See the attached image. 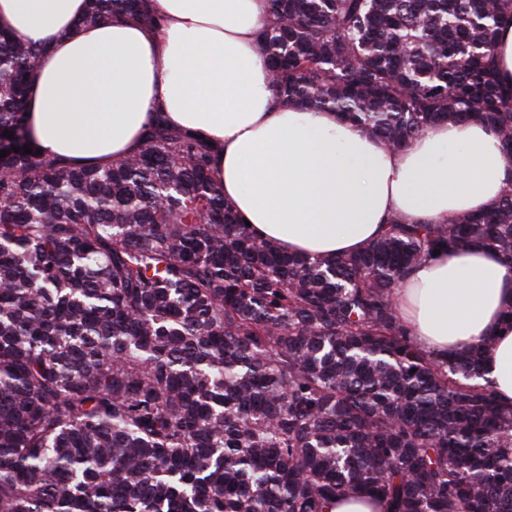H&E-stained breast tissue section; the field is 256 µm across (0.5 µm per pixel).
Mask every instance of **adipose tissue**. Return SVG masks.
I'll use <instances>...</instances> for the list:
<instances>
[{"label":"adipose tissue","mask_w":512,"mask_h":512,"mask_svg":"<svg viewBox=\"0 0 512 512\" xmlns=\"http://www.w3.org/2000/svg\"><path fill=\"white\" fill-rule=\"evenodd\" d=\"M90 0H0V25L48 45L26 126L42 153L107 166L163 118L214 147L212 176L242 220L289 252L349 256L391 216L443 224L479 213L508 186L495 133L434 125L401 152L335 112L283 107L258 35L267 0H151L154 25L78 26ZM415 343L435 355L485 344L482 370L512 405V271L474 243L416 266L397 290Z\"/></svg>","instance_id":"obj_1"}]
</instances>
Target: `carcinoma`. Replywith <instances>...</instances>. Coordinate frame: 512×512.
<instances>
[{
	"instance_id": "cac0c4a2",
	"label": "carcinoma",
	"mask_w": 512,
	"mask_h": 512,
	"mask_svg": "<svg viewBox=\"0 0 512 512\" xmlns=\"http://www.w3.org/2000/svg\"><path fill=\"white\" fill-rule=\"evenodd\" d=\"M512 0H268L272 92L401 151L442 120L492 128L512 170L497 33ZM154 24L150 0L82 23ZM47 47L0 27V512H512V407L480 349L422 351L408 272L475 242L512 268V188L446 224L391 218L354 256L258 237L212 147L160 120L74 168L26 128ZM32 149L26 154L22 147ZM382 503L372 502L365 498H340L332 512H383Z\"/></svg>"
}]
</instances>
